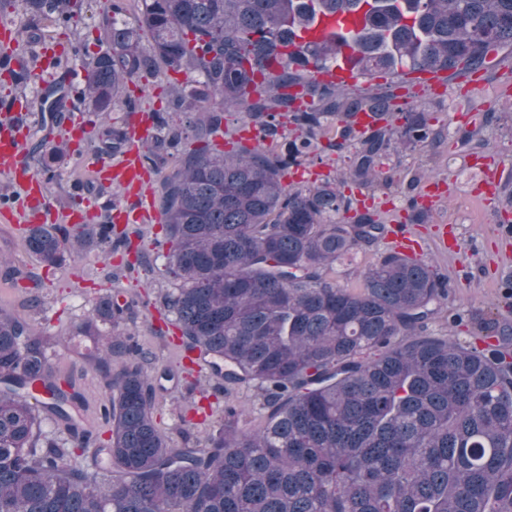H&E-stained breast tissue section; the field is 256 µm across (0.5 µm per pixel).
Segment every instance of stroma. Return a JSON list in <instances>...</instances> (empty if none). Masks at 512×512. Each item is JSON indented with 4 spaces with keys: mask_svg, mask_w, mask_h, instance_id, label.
<instances>
[{
    "mask_svg": "<svg viewBox=\"0 0 512 512\" xmlns=\"http://www.w3.org/2000/svg\"><path fill=\"white\" fill-rule=\"evenodd\" d=\"M105 0H84L81 13L70 25L71 36L53 20H41L36 33H29V11L17 7L0 8V23L13 24L14 41L0 42V56L8 55L28 65L46 66L48 54L60 56V66L52 68L53 77H64L65 107L61 121L29 118V144L40 138L61 140L62 120H80L79 91L83 85L81 60L75 59L72 39H79L88 56L106 49L102 43V15ZM500 61L489 67L482 78L447 76L444 88L437 89L422 80L410 84L414 109L428 113L432 124L443 127L444 138L436 146L387 151L381 170L390 185H377L363 192L367 206L377 208L391 224H408L422 245L421 258L429 260L448 282L447 305L466 312L462 325L451 327L440 320L432 324L434 332L451 331L462 342L495 335L502 322L512 323V299L506 298L503 282L512 277V236H505L499 221L505 216V203L512 194V47L499 53ZM172 83L166 77L154 79L149 91L129 85L127 95L106 114L108 125L124 131L134 129L154 134V111L163 109L174 97ZM491 113V121L474 128V116ZM478 131L480 145L462 151L456 140L464 132ZM94 138H87L70 153L66 163L57 167L47 180L50 207L62 211L72 207L75 196H83L91 210L92 223L104 221L113 206L123 207L126 218L118 220V230L129 233L128 243L113 242L111 249H94L82 258H69L57 267H48L28 251L26 229L0 223V309L25 319L45 340L47 356L54 371L72 379L85 402L75 410L82 429L107 433L110 428L103 408L112 398L106 378L86 358L94 349L90 338L71 340L75 324L89 317L99 298L118 293L129 302L131 314L121 327L130 344L149 351V374L171 370L172 380L157 391L152 408L154 423L173 446L191 444L202 448L214 425L224 419L227 407L246 408L241 426L256 430L264 412L256 389H242L228 395L224 383L212 376L208 365H189L181 340L167 327L170 314L163 305L164 296L176 283L166 276L167 247L161 246V222H137L133 214L135 199L124 197L119 189L93 184L87 165L96 158ZM484 162L496 183L485 192L473 160ZM346 155L325 151L301 162L292 179L307 188L318 184L327 173L346 169ZM417 200L419 215L409 220L410 200ZM448 227L458 240L457 251H441L437 244V225ZM391 246L383 239L372 246L357 249L352 259L337 263L330 278L351 288L361 285V271ZM203 382L205 393L195 392V382ZM202 402L206 412L191 413L193 402Z\"/></svg>",
    "mask_w": 512,
    "mask_h": 512,
    "instance_id": "stroma-1",
    "label": "stroma"
}]
</instances>
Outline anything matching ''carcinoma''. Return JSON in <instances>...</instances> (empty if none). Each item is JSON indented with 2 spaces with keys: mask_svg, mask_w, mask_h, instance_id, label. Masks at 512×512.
<instances>
[{
  "mask_svg": "<svg viewBox=\"0 0 512 512\" xmlns=\"http://www.w3.org/2000/svg\"><path fill=\"white\" fill-rule=\"evenodd\" d=\"M26 2L33 30L51 15L66 28L83 6ZM363 3V28L295 47L317 15ZM109 12L107 49L82 62L85 111L100 119L127 84L185 75L167 111L189 114L186 125L161 119L143 154L154 169L182 138L195 143L156 199L166 273L179 282L164 303L184 348L211 358L224 390L254 385L266 417L244 431L230 409L207 447L170 446L151 415L148 357L119 332L129 304L109 294L96 316L111 330L88 358L110 377V436L80 432L73 383L51 370L32 327L0 310V512H512V339L477 346L427 332L447 290L424 259L389 250L359 288L325 275L390 232L340 187L382 182L392 144L442 138L395 89L425 69L487 68L489 51L512 45V0H141L132 23ZM340 43L361 55L364 76L385 79L380 92L315 76ZM230 104L275 145L216 148ZM360 112L373 118L362 133ZM285 116L291 139L279 137ZM98 133L108 152L129 145L122 130ZM38 149L46 174L64 163L63 145ZM326 150L351 152L345 173L305 190L285 182L301 158ZM112 229L70 235L44 224L26 245L53 267L112 243ZM115 354L128 356L116 373ZM41 412L67 425L71 446L42 438ZM91 447L106 473L66 464Z\"/></svg>",
  "mask_w": 512,
  "mask_h": 512,
  "instance_id": "cac0c4a2",
  "label": "carcinoma"
}]
</instances>
